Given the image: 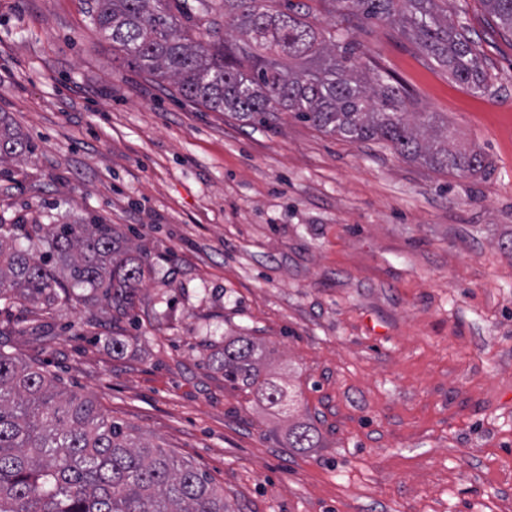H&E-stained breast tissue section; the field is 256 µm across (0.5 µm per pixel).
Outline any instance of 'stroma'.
I'll list each match as a JSON object with an SVG mask.
<instances>
[{"mask_svg": "<svg viewBox=\"0 0 512 512\" xmlns=\"http://www.w3.org/2000/svg\"><path fill=\"white\" fill-rule=\"evenodd\" d=\"M92 4L0 0V114L38 147L0 178V218L96 215L152 272L125 318L0 310V349L205 472L235 512H512V35L481 0H448L477 92L393 24L321 15L408 111L481 152L457 176L287 112L254 126L187 101L124 66ZM236 336L272 350L290 414L210 363ZM300 421L319 447H288Z\"/></svg>", "mask_w": 512, "mask_h": 512, "instance_id": "1", "label": "stroma"}]
</instances>
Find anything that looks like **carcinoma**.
<instances>
[{
  "instance_id": "cac0c4a2",
  "label": "carcinoma",
  "mask_w": 512,
  "mask_h": 512,
  "mask_svg": "<svg viewBox=\"0 0 512 512\" xmlns=\"http://www.w3.org/2000/svg\"><path fill=\"white\" fill-rule=\"evenodd\" d=\"M354 15L400 26L457 80L476 91L486 77L448 0H344ZM512 32V0H482ZM318 8L305 0H94L91 23L124 62L214 112L264 124L290 112L330 135L386 142L403 158L474 175L475 149L459 147L438 112L412 122L401 89L362 65L352 43H326ZM231 28L241 39L223 36ZM36 146L0 115V165L23 162ZM36 250L16 246L18 236ZM150 268L112 225L94 216L24 232L0 219V301L50 310L61 301H103L118 317L134 307ZM224 381L289 412L291 396L262 377L264 344L250 336L211 344ZM287 447L317 448L307 423L288 428ZM0 512H233L224 489L136 443L94 402L58 390L44 367L0 350Z\"/></svg>"
}]
</instances>
